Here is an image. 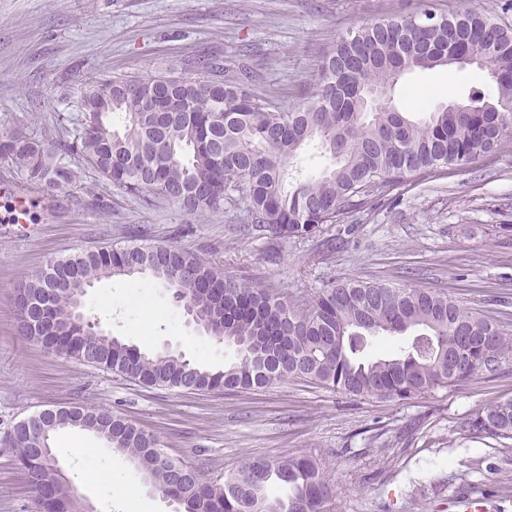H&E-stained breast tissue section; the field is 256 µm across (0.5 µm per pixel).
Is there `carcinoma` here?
<instances>
[{
    "mask_svg": "<svg viewBox=\"0 0 512 512\" xmlns=\"http://www.w3.org/2000/svg\"><path fill=\"white\" fill-rule=\"evenodd\" d=\"M422 16L427 21L396 16L337 34L308 100L291 109L254 95L237 73L224 80L171 73L83 80L67 136L1 131L0 162L29 192L65 190L88 170L129 196L177 203L192 215L239 210L249 235L309 240L325 224L373 209L415 173L460 168L512 141V27L477 10L425 9ZM461 50L489 59L496 96L475 92L418 121L389 97L379 111H365L366 88L389 90L407 72L451 66ZM311 144L329 164L294 182L292 167ZM134 275L181 290L187 314L234 346L237 361L212 368L147 353L75 316L94 282ZM21 288L47 300L48 324L31 325L19 304L21 336L149 387L242 392L293 378L346 396L404 400L495 372L512 354V333L438 289L350 278L302 307L243 271L228 274L173 245L79 251L51 261ZM376 344L385 350L370 353ZM73 426L128 454L177 512H329L330 487L311 456L250 458L218 483L168 456L132 421L87 405L51 408L40 421L47 448L23 426L7 431L35 512L85 510L50 448ZM465 427L477 437L512 439V400L489 405Z\"/></svg>",
    "mask_w": 512,
    "mask_h": 512,
    "instance_id": "cac0c4a2",
    "label": "carcinoma"
}]
</instances>
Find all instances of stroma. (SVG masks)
Segmentation results:
<instances>
[{"mask_svg":"<svg viewBox=\"0 0 512 512\" xmlns=\"http://www.w3.org/2000/svg\"><path fill=\"white\" fill-rule=\"evenodd\" d=\"M424 0H0V130L39 133L72 119L80 80L102 75L201 77L197 64L249 66L258 97L299 105L337 32L393 14H419ZM490 91L476 65L404 75L397 105L426 107ZM41 193L26 237L0 222V435L35 412L66 404L124 415L166 452L207 478L253 456L309 455L333 488L330 512H458L484 497L497 508L512 496V440L478 438L465 423L512 399V356L495 374L385 401L341 395L302 381L247 392L185 393L145 387L45 351L17 333L16 290L46 262L80 250L142 239L173 244L249 271L290 299L313 298L341 279L443 288L512 331V142L458 170L415 175L374 211L325 225L320 240L246 236L239 212L194 216L172 202L151 203L110 187ZM83 313L144 349L185 353L220 366L233 348L188 325L167 288L149 278L114 277L88 288ZM54 453L67 480L94 512H170L144 487L129 458L90 431L57 434ZM118 471L141 488L137 505L113 498L96 473ZM0 512H32L26 479L0 446Z\"/></svg>","mask_w":512,"mask_h":512,"instance_id":"35a3bbf8","label":"stroma"}]
</instances>
